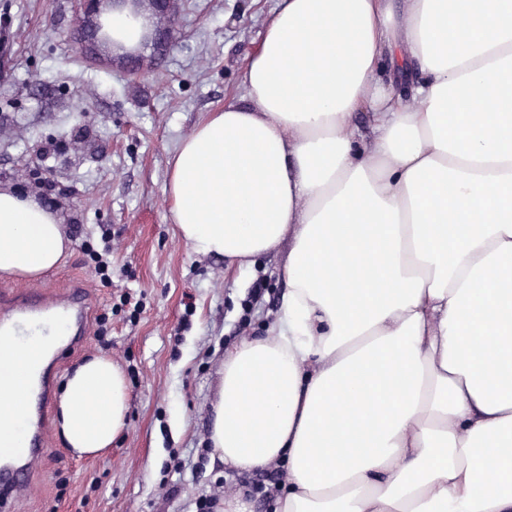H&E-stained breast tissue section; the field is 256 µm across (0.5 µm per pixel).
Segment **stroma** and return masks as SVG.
Instances as JSON below:
<instances>
[{"mask_svg": "<svg viewBox=\"0 0 512 512\" xmlns=\"http://www.w3.org/2000/svg\"><path fill=\"white\" fill-rule=\"evenodd\" d=\"M276 0H186L176 39L152 72L85 66L70 40L72 0H0V188L45 204L81 233L59 267L0 275V289L94 296L80 343L49 361L48 453L41 475L0 512H196L235 495L238 470L208 451L224 351L280 315L284 256L245 269L194 254L178 237L165 185L177 144L241 94L242 72ZM86 128L81 157L53 149ZM111 357L129 393L125 430L96 458L66 448L57 399L83 359ZM204 474H197L200 454Z\"/></svg>", "mask_w": 512, "mask_h": 512, "instance_id": "obj_1", "label": "stroma"}]
</instances>
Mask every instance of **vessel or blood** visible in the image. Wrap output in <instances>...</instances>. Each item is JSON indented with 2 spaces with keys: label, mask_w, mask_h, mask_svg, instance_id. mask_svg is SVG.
Instances as JSON below:
<instances>
[{
  "label": "vessel or blood",
  "mask_w": 512,
  "mask_h": 512,
  "mask_svg": "<svg viewBox=\"0 0 512 512\" xmlns=\"http://www.w3.org/2000/svg\"><path fill=\"white\" fill-rule=\"evenodd\" d=\"M92 297L80 284L61 295L40 288H13L0 295V336L25 343L52 334L67 335L72 328H86ZM45 414L23 415L11 447H0V484L26 488L34 479V465L44 454Z\"/></svg>",
  "instance_id": "b4317fda"
}]
</instances>
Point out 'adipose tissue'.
I'll list each match as a JSON object with an SVG mask.
<instances>
[{
    "mask_svg": "<svg viewBox=\"0 0 512 512\" xmlns=\"http://www.w3.org/2000/svg\"><path fill=\"white\" fill-rule=\"evenodd\" d=\"M104 21L128 51L150 30L129 5ZM387 64L419 69L410 96ZM243 89L165 186L194 253L284 254L282 318L224 357L213 447L287 468L276 512H512V0H278ZM70 250L55 212L0 189V274ZM55 348H7L0 443ZM58 407L71 452L110 448L123 371L85 361Z\"/></svg>",
    "mask_w": 512,
    "mask_h": 512,
    "instance_id": "ef3b65f1",
    "label": "adipose tissue"
}]
</instances>
